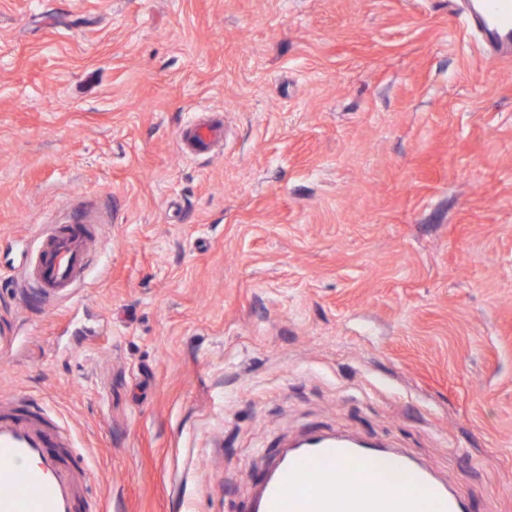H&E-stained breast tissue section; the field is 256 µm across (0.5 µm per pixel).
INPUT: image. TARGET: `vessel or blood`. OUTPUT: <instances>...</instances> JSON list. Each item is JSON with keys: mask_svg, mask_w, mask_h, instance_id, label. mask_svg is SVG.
I'll list each match as a JSON object with an SVG mask.
<instances>
[{"mask_svg": "<svg viewBox=\"0 0 512 512\" xmlns=\"http://www.w3.org/2000/svg\"><path fill=\"white\" fill-rule=\"evenodd\" d=\"M465 20L491 57L512 54V0H474L466 7ZM223 139L224 124L214 120L184 125L176 133L179 149L192 156L208 154ZM97 232L96 224L84 220L40 231L29 266L40 304H51L83 279ZM69 445V436L45 420L41 403L1 397L0 512H99L84 492L93 470L83 456L69 453ZM378 459L376 449L312 436L306 447L279 459L258 512H414L404 500L380 493L341 500L329 479L307 477L324 464L368 467ZM415 480L439 502L441 512H472L464 500L425 473L416 472Z\"/></svg>", "mask_w": 512, "mask_h": 512, "instance_id": "obj_1", "label": "vessel or blood"}]
</instances>
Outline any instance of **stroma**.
Masks as SVG:
<instances>
[{"label": "stroma", "instance_id": "obj_1", "mask_svg": "<svg viewBox=\"0 0 512 512\" xmlns=\"http://www.w3.org/2000/svg\"><path fill=\"white\" fill-rule=\"evenodd\" d=\"M457 2L0 0V396L106 512H256L313 432L512 512V60ZM89 211L36 306L40 226ZM224 139L222 121H200L180 127L176 133L179 149L192 156L207 155L214 145ZM97 232L96 224L84 220L52 224L40 231L39 247L29 266L40 304H51L83 279Z\"/></svg>", "mask_w": 512, "mask_h": 512}]
</instances>
